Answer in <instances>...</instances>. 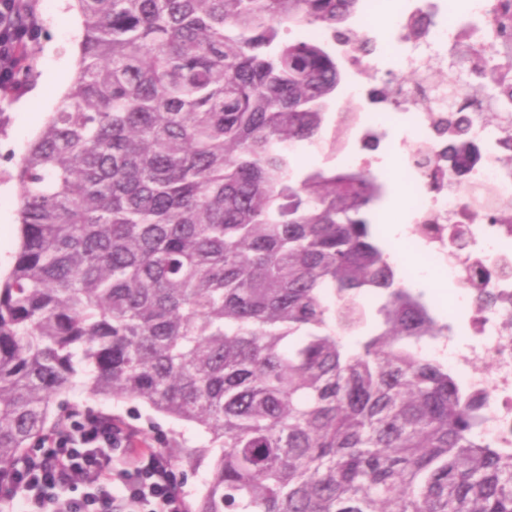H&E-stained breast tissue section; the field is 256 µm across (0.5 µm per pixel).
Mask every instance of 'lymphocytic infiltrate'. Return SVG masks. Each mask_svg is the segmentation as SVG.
Segmentation results:
<instances>
[{"label":"lymphocytic infiltrate","instance_id":"1","mask_svg":"<svg viewBox=\"0 0 512 512\" xmlns=\"http://www.w3.org/2000/svg\"><path fill=\"white\" fill-rule=\"evenodd\" d=\"M26 0H0V87L17 85L19 47L36 25ZM132 432L93 412L76 419L69 435L46 437L0 471V512H188L170 459L151 449L122 457L114 448Z\"/></svg>","mask_w":512,"mask_h":512}]
</instances>
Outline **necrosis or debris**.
<instances>
[{"label": "necrosis or debris", "mask_w": 512, "mask_h": 512, "mask_svg": "<svg viewBox=\"0 0 512 512\" xmlns=\"http://www.w3.org/2000/svg\"><path fill=\"white\" fill-rule=\"evenodd\" d=\"M433 0H404L397 12L392 39L400 43L413 25H421L420 40L442 47L448 55L469 47L489 53L498 51L493 30L488 26L500 0H468L463 11L445 16H428L426 7ZM393 71V93L382 103L389 115L403 118L408 125L405 148L401 156L403 172L420 182L422 172L415 165L418 153L439 159L446 148L434 133L435 115L415 108L414 93L402 77L403 71L420 73L421 58L407 54L400 57ZM445 187L416 211L417 223L472 225L468 249L449 250L447 243L435 238L426 241L425 264L445 270L458 287V299L471 309V336L457 341L450 359L460 378L484 389L489 396L486 432L512 445V232L504 227V212L512 213V169L499 166L495 158H487L472 166L467 173L444 172ZM496 295L492 309L478 305L481 291ZM494 362V374L482 378L476 374L478 362Z\"/></svg>", "instance_id": "4bbe7bcc"}]
</instances>
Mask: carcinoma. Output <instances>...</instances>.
Returning <instances> with one entry per match:
<instances>
[{"instance_id":"cac0c4a2","label":"carcinoma","mask_w":512,"mask_h":512,"mask_svg":"<svg viewBox=\"0 0 512 512\" xmlns=\"http://www.w3.org/2000/svg\"><path fill=\"white\" fill-rule=\"evenodd\" d=\"M78 71L16 163L20 243L0 276V469L79 409L83 378L209 435L190 512H512V447L382 236L386 181L295 160L322 137L365 0H75ZM501 64L512 30L499 26ZM435 126L444 158L482 58ZM500 112L512 88L494 84ZM371 295L376 303L360 302Z\"/></svg>"}]
</instances>
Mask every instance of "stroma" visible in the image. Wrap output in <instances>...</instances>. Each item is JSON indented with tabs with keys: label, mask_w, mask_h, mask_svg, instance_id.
I'll return each mask as SVG.
<instances>
[{
	"label": "stroma",
	"mask_w": 512,
	"mask_h": 512,
	"mask_svg": "<svg viewBox=\"0 0 512 512\" xmlns=\"http://www.w3.org/2000/svg\"><path fill=\"white\" fill-rule=\"evenodd\" d=\"M37 22L36 34L29 44L32 72L20 89L0 96V214L15 213L17 209L18 186L12 178L15 165L27 144L42 128V121H30L28 96L39 83L58 84L68 89L78 68L81 18L79 14H65L60 0H33ZM374 122L385 123L387 136L376 151L375 173L382 175L388 187L400 186L396 174V151L407 132V125L401 120H384L382 114H374ZM301 163L327 167L336 166L346 170L358 166L364 155L357 140H350L348 147L337 155H330L326 145L301 144L297 150ZM398 249L405 255L404 268L414 287L425 293L440 321H452L456 334L468 331V313L456 302L454 288L446 287L447 275L436 269L422 266L416 252L406 240H399ZM68 402L78 405L80 410L101 412L113 416L127 425L135 434L133 442L137 448L163 450L170 448L177 481L187 497H195L210 478L211 466L202 463L200 467L181 458L170 444L175 437H184L189 445L205 442L202 430L192 423L180 422L152 410L145 403L135 399L113 400L89 397L83 386H75L66 393Z\"/></svg>",
	"instance_id": "1"
}]
</instances>
